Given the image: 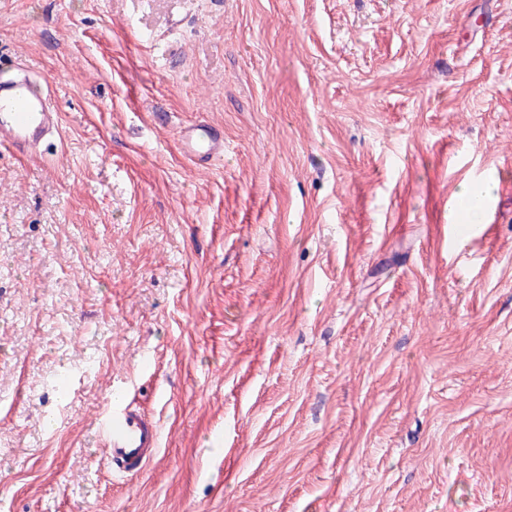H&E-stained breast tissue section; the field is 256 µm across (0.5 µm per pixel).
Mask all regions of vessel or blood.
Segmentation results:
<instances>
[{
  "label": "vessel or blood",
  "instance_id": "b4317fda",
  "mask_svg": "<svg viewBox=\"0 0 512 512\" xmlns=\"http://www.w3.org/2000/svg\"><path fill=\"white\" fill-rule=\"evenodd\" d=\"M25 70L18 58L0 57V147L19 153L37 150L61 134L60 114L49 93ZM179 149L193 164L208 165L223 157L224 134L199 122L183 131ZM98 431L113 467L123 473L142 471L159 450L157 424L118 398L101 414Z\"/></svg>",
  "mask_w": 512,
  "mask_h": 512
}]
</instances>
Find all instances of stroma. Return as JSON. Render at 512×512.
Instances as JSON below:
<instances>
[{
    "instance_id": "1",
    "label": "stroma",
    "mask_w": 512,
    "mask_h": 512,
    "mask_svg": "<svg viewBox=\"0 0 512 512\" xmlns=\"http://www.w3.org/2000/svg\"><path fill=\"white\" fill-rule=\"evenodd\" d=\"M0 56L62 127L0 148V512H512V0H0ZM179 149L196 166L211 165L224 156V133L210 123L198 122L182 132ZM98 431L112 466L123 473H139L159 450L157 424L123 404L119 397L110 399L98 420Z\"/></svg>"
}]
</instances>
